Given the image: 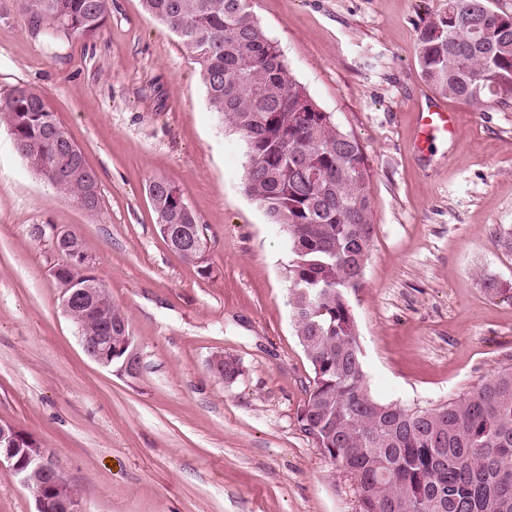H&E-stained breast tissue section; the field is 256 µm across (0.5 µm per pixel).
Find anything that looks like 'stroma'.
I'll return each mask as SVG.
<instances>
[{
    "label": "stroma",
    "mask_w": 512,
    "mask_h": 512,
    "mask_svg": "<svg viewBox=\"0 0 512 512\" xmlns=\"http://www.w3.org/2000/svg\"><path fill=\"white\" fill-rule=\"evenodd\" d=\"M445 0H252L310 98L359 140L374 242L351 294L365 384L431 408L512 367V98L467 105L421 77L417 30ZM37 89L99 179L97 211L59 196L0 125V421L53 454L84 512H359L353 481L301 432L313 382L289 305L290 244L244 192V141L211 112L178 39L112 0L92 40L49 39L0 0V102ZM453 134L418 143L422 109ZM197 216L208 273L166 244L145 192ZM76 232L125 312L136 377L85 353L39 226ZM497 291H487L484 279ZM235 356L226 382L210 368Z\"/></svg>",
    "instance_id": "obj_1"
}]
</instances>
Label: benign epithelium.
<instances>
[{
  "instance_id": "7a95c632",
  "label": "benign epithelium",
  "mask_w": 512,
  "mask_h": 512,
  "mask_svg": "<svg viewBox=\"0 0 512 512\" xmlns=\"http://www.w3.org/2000/svg\"><path fill=\"white\" fill-rule=\"evenodd\" d=\"M62 308L78 329L87 355L103 367L121 358L119 372L129 377L138 371L134 336L126 323L112 322L104 310L99 288H70L62 292ZM96 334L86 333L85 326ZM6 465L20 477L35 499L36 512H82L77 493L59 485L63 474L56 457L42 448H26L19 429L10 422H0V466Z\"/></svg>"
}]
</instances>
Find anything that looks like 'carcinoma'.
<instances>
[{
    "label": "carcinoma",
    "instance_id": "carcinoma-1",
    "mask_svg": "<svg viewBox=\"0 0 512 512\" xmlns=\"http://www.w3.org/2000/svg\"><path fill=\"white\" fill-rule=\"evenodd\" d=\"M51 35L96 38L112 0H16ZM198 67L211 111L241 135L244 191L291 248L290 304L313 373L297 413L316 447L353 479L360 512H512V368L492 373L467 397L430 409L381 403L364 382L350 293L374 240L371 174L364 150L311 100L251 12L250 0H142ZM448 34L434 38L437 25ZM423 79L442 97L481 104L512 98V16L489 0H446L419 29ZM17 153L63 197L87 210L96 174L42 95L19 86L0 104ZM160 231L202 238L196 215L162 178L146 186ZM52 267L63 289L87 279L72 251Z\"/></svg>",
    "mask_w": 512,
    "mask_h": 512
}]
</instances>
